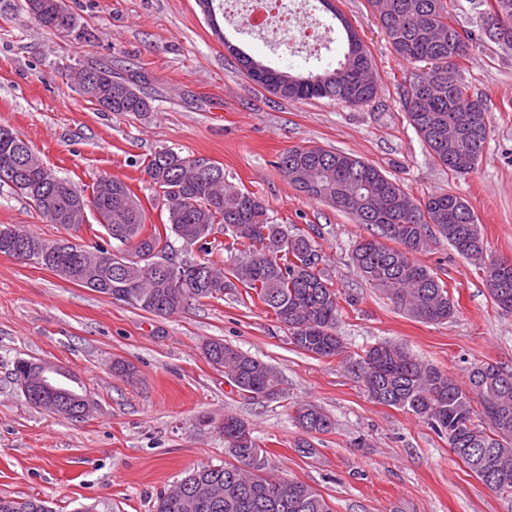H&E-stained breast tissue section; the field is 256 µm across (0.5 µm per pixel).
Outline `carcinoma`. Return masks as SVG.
I'll return each instance as SVG.
<instances>
[{"instance_id":"cac0c4a2","label":"carcinoma","mask_w":512,"mask_h":512,"mask_svg":"<svg viewBox=\"0 0 512 512\" xmlns=\"http://www.w3.org/2000/svg\"><path fill=\"white\" fill-rule=\"evenodd\" d=\"M51 0H26V8L41 26L53 23L69 32L71 14L55 20ZM397 56L417 65L430 60L429 71L418 70L402 91L407 120L439 164L457 175L478 165L487 139V105L468 93L458 77L459 61L476 43L459 48L456 25L447 0H369ZM498 27L487 40L512 49V0H496ZM347 44L333 68L300 75V82L282 94L287 99L328 98L346 105L372 101L378 91L373 62L363 43L345 27ZM79 93L108 112L145 115L153 98L134 81L104 66L88 65L75 76ZM10 154L13 173L0 166L6 184L29 200L48 221L78 231L85 213L93 210L115 246H86L68 239L46 240L19 224H0V253L30 260L56 271L69 272L67 281L122 301L150 314L167 317L204 299L224 298V289L241 286L255 295L286 327L295 348L320 357H345L336 335L337 292L324 267L315 225L288 229L263 219L260 197L237 188L202 169L205 159L184 156L173 148L154 152L144 171L166 211L163 228L145 236V215L121 180L104 176L91 195L44 167L37 152L17 133L13 144L0 142V159ZM288 180L299 186L315 184L310 197L353 215L377 229V237L358 242L352 264L358 276L378 289L408 316L441 324L455 315L456 306L445 282L417 263L432 231L448 240L459 254L480 265L493 302L512 312V261L487 257V249L467 202L452 193L435 194L417 203L393 179L375 166L342 151L316 146L289 150L277 161ZM394 246H389L381 239ZM195 246L203 254L198 264L208 277L194 286L181 275L162 278L159 266L180 269L174 243ZM205 356L237 392L252 399L280 389L276 368L247 351L221 341L205 345ZM352 372L376 403L402 409L424 419L468 469L488 488L512 496V370L492 363L472 367L461 383L453 375L418 360L400 343L383 340L349 358ZM38 364L20 361L14 369L19 387L26 386ZM56 380L62 408L45 410L77 419L90 409V396ZM479 402L476 411L473 402ZM294 421L307 435L324 434L335 423L320 407L299 403ZM219 431L224 435L221 465H204L190 483L182 479L160 494L155 512H333L326 498L308 484L275 475L268 453L252 428L226 413ZM0 512H52L38 498L0 497Z\"/></svg>"}]
</instances>
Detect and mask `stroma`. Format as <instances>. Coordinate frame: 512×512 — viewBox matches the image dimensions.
Wrapping results in <instances>:
<instances>
[{
	"label": "stroma",
	"instance_id": "1",
	"mask_svg": "<svg viewBox=\"0 0 512 512\" xmlns=\"http://www.w3.org/2000/svg\"><path fill=\"white\" fill-rule=\"evenodd\" d=\"M64 3L75 27L58 33L39 26L24 0H0V126L58 176L87 191L103 176L124 181L150 228L165 219L144 173L150 155L172 148L209 158L227 182L261 197L269 223L319 227L339 292L336 332L349 354L391 340L461 381L476 364L512 369V314L494 304L479 266L432 233L416 260L446 283L456 312L441 324L410 318L352 266L353 246L371 226L298 191L276 165L289 149L316 145L374 165L416 202L454 193L472 208L489 254L512 258V51L484 41L460 63V77L489 108L481 159L463 177L436 162L409 124L399 92L414 67L397 57L368 0L306 2L319 23L341 14L369 52L378 93L358 106L278 97L248 80L224 48L229 41L304 74L335 66L344 30L319 54L299 57L237 31L228 15L209 22L199 0ZM91 64L146 75L153 112L117 114L85 101L70 75ZM0 224L48 240H109L95 212L67 230L6 185ZM212 340L273 364L283 398L240 396L206 359L202 345ZM20 360L74 376L93 400L90 414L68 419L29 405L13 380ZM299 401L336 423L312 437L313 456L297 446L303 433L291 414ZM227 412L251 424L276 475L314 487L334 512H512V499L483 485L423 419L373 402L341 360L289 344L284 326L243 288L162 318L0 254V497L41 498L53 512H154L160 492L187 471L224 462V438L203 419ZM358 437L365 447H354Z\"/></svg>",
	"mask_w": 512,
	"mask_h": 512
}]
</instances>
